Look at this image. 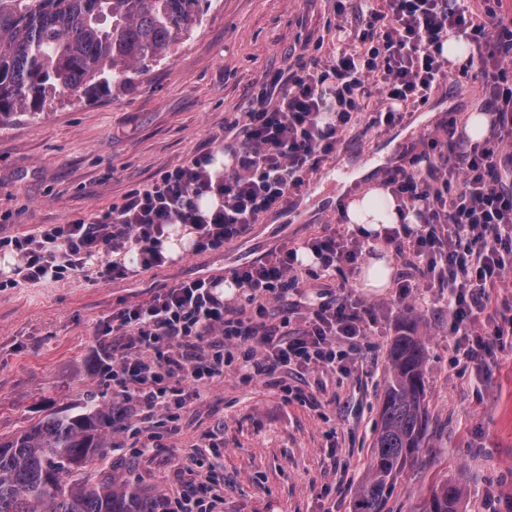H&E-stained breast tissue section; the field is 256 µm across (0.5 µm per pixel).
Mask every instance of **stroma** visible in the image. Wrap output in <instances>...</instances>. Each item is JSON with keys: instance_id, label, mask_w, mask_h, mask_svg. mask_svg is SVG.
I'll use <instances>...</instances> for the list:
<instances>
[{"instance_id": "35a3bbf8", "label": "stroma", "mask_w": 512, "mask_h": 512, "mask_svg": "<svg viewBox=\"0 0 512 512\" xmlns=\"http://www.w3.org/2000/svg\"><path fill=\"white\" fill-rule=\"evenodd\" d=\"M335 23L336 0H211L201 25L151 62L139 84L0 123V233L20 235L108 209L129 184L223 148L225 118L286 71L292 53L305 48L327 56ZM485 109L478 83L451 70L402 124L380 135L359 127L348 133L313 175L314 192L290 198L224 249L197 255L187 247L164 267L122 281L0 287V434L80 409L90 396L111 400L112 378L101 364L112 358V339L104 331L122 302L148 299L190 277L224 278L282 242L323 235L349 199L409 165L411 149L438 125L452 117L465 126L469 113ZM338 164L347 177H335ZM363 167L367 175L357 177ZM349 285L375 316L349 374L292 370L246 383L226 373L183 410L176 430L157 427L153 415L135 418L136 426L156 428L158 451L135 456L131 435L113 461H129L133 479L172 497L180 488L177 466L189 465L203 437L213 434L224 442L214 473L224 486V512H354L389 348L410 332L426 345L431 453L394 483L390 512H410L444 480L463 488L466 512H512V350L499 352L486 369L456 364L436 292L426 303L400 305L398 286L366 288L356 276ZM284 384L298 397L283 400Z\"/></svg>"}]
</instances>
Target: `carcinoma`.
<instances>
[{
  "instance_id": "cac0c4a2",
  "label": "carcinoma",
  "mask_w": 512,
  "mask_h": 512,
  "mask_svg": "<svg viewBox=\"0 0 512 512\" xmlns=\"http://www.w3.org/2000/svg\"><path fill=\"white\" fill-rule=\"evenodd\" d=\"M211 0H0V117L125 90L146 62L192 32ZM426 348L403 333L389 350L388 375L368 469L354 512H386L389 491L428 448ZM129 416L89 400L0 435V512H169L161 491L122 473L93 480L86 467L112 454ZM464 490L435 484L412 512H460Z\"/></svg>"
}]
</instances>
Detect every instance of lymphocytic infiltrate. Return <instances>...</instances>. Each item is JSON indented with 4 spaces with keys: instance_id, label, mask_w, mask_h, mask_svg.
Returning <instances> with one entry per match:
<instances>
[{
    "instance_id": "1",
    "label": "lymphocytic infiltrate",
    "mask_w": 512,
    "mask_h": 512,
    "mask_svg": "<svg viewBox=\"0 0 512 512\" xmlns=\"http://www.w3.org/2000/svg\"><path fill=\"white\" fill-rule=\"evenodd\" d=\"M336 2L335 55H298L287 75L263 84L247 110L225 120L235 144L223 176L212 178L209 154L199 153L131 185L120 205L93 218L0 237V248L17 258L14 277L0 284L126 279L165 265L161 240L177 224L193 230L195 254L223 249L299 193L361 112L370 114L368 129L383 133L426 105L449 78L442 46L455 37L479 61L473 78L493 114L491 134L466 150L451 123L424 137L410 167L388 178L400 211L414 213L418 224L384 227L376 241L412 258L398 303L438 290L457 356L482 366L512 348V296L494 299L512 274V14L504 0ZM207 193L220 199L208 217L197 205ZM373 242L332 227L305 242L316 259L312 275L324 282L314 304L305 301L299 249L284 246L232 271L250 315L226 307L209 278L124 304L108 328L122 342L112 357L113 404L134 417L161 411L174 423L229 369L248 382L291 367L347 373L339 340L369 335L374 322L372 306L347 286ZM296 313L302 323L295 329ZM178 476L171 512H224L209 472Z\"/></svg>"
}]
</instances>
